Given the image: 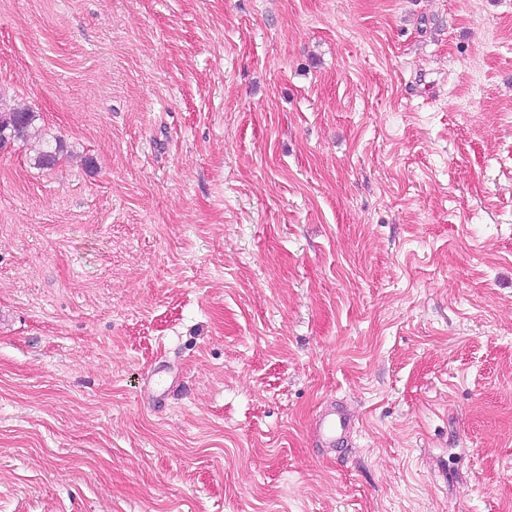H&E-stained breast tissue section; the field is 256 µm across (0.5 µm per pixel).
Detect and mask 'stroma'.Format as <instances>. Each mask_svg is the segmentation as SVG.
<instances>
[{
  "mask_svg": "<svg viewBox=\"0 0 512 512\" xmlns=\"http://www.w3.org/2000/svg\"><path fill=\"white\" fill-rule=\"evenodd\" d=\"M0 99V512H512V0H0ZM37 117L36 112L8 107L0 99V147L38 135ZM353 426L348 411L335 403L318 415L313 424V433L324 448L334 449L348 441Z\"/></svg>",
  "mask_w": 512,
  "mask_h": 512,
  "instance_id": "35a3bbf8",
  "label": "stroma"
}]
</instances>
